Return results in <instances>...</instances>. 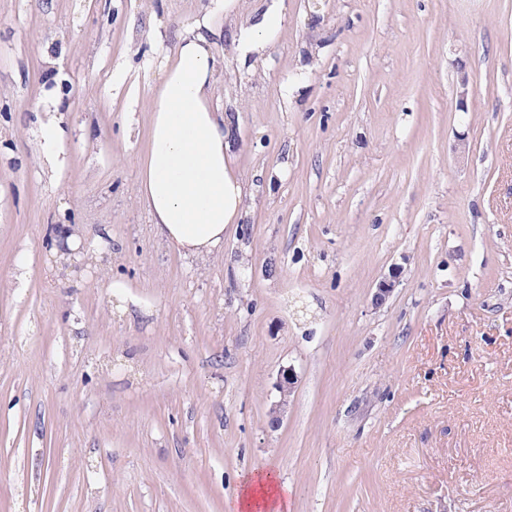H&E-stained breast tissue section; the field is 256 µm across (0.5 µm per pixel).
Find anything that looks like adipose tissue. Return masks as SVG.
Returning <instances> with one entry per match:
<instances>
[{"instance_id": "obj_1", "label": "adipose tissue", "mask_w": 512, "mask_h": 512, "mask_svg": "<svg viewBox=\"0 0 512 512\" xmlns=\"http://www.w3.org/2000/svg\"><path fill=\"white\" fill-rule=\"evenodd\" d=\"M237 8L238 0H215L211 12L179 36L148 103L150 142L137 201L157 235L188 258L220 252L246 207L245 184L234 164L231 118L213 104L214 40L228 36L235 56L256 61L285 22L276 6L245 21ZM288 493L278 473L252 472L232 512H286Z\"/></svg>"}]
</instances>
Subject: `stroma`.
<instances>
[{
  "label": "stroma",
  "mask_w": 512,
  "mask_h": 512,
  "mask_svg": "<svg viewBox=\"0 0 512 512\" xmlns=\"http://www.w3.org/2000/svg\"><path fill=\"white\" fill-rule=\"evenodd\" d=\"M210 3L0 0V512H228L254 469L291 512H512V0H284L257 71L219 42L248 213L193 259L137 195ZM41 147L46 160L53 164L59 162V146L64 142L66 130L61 121L52 120L41 126ZM297 384V376L292 369H283L277 378L275 389L279 393V400L274 402L270 408L272 422L280 421L283 409L288 403V397L294 392Z\"/></svg>",
  "instance_id": "1"
}]
</instances>
